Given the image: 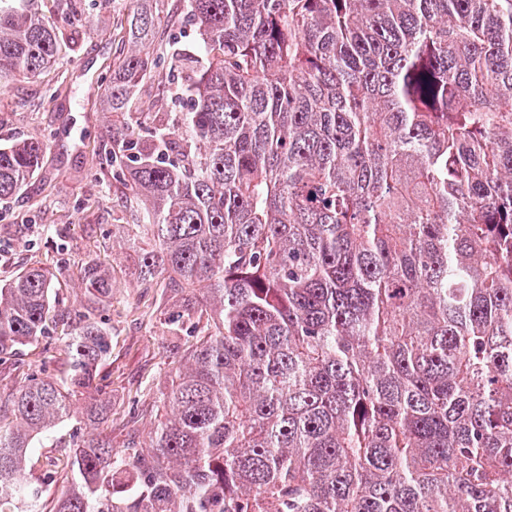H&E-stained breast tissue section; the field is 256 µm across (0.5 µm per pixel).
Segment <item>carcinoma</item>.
Returning <instances> with one entry per match:
<instances>
[{
	"mask_svg": "<svg viewBox=\"0 0 512 512\" xmlns=\"http://www.w3.org/2000/svg\"><path fill=\"white\" fill-rule=\"evenodd\" d=\"M183 2L189 111L138 105L142 7L95 155L143 212L138 282L204 296L148 443L67 445L50 512H512V0ZM64 60L35 0H0V81ZM48 149L0 144V202ZM65 269L0 283L1 363L72 326L61 374L10 395L0 512H43L32 451L110 353ZM80 285L112 297L94 260ZM111 413L85 396L86 425Z\"/></svg>",
	"mask_w": 512,
	"mask_h": 512,
	"instance_id": "obj_1",
	"label": "carcinoma"
}]
</instances>
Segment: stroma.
I'll use <instances>...</instances> for the list:
<instances>
[{
	"instance_id": "stroma-1",
	"label": "stroma",
	"mask_w": 512,
	"mask_h": 512,
	"mask_svg": "<svg viewBox=\"0 0 512 512\" xmlns=\"http://www.w3.org/2000/svg\"><path fill=\"white\" fill-rule=\"evenodd\" d=\"M148 5L163 21L152 43L161 64L139 88L138 100L143 111L168 112L174 108L170 92L183 80L171 58L195 53L196 28L181 0H148ZM133 7V0L87 6L79 25L62 31L72 65L51 67L34 78L17 76L0 88V138L51 139L38 174L0 204V280L29 267L54 266L68 255L59 295L77 306L84 300L81 263L94 259L111 270L112 299L100 304L97 314L112 349L97 383L112 398V416L99 430L116 448L131 433L148 441L159 390L183 349L169 324L172 313L182 309L183 296L160 283L140 284L132 275L126 241L142 217L127 202L122 185L96 165L95 150L109 119L104 78L123 51Z\"/></svg>"
}]
</instances>
